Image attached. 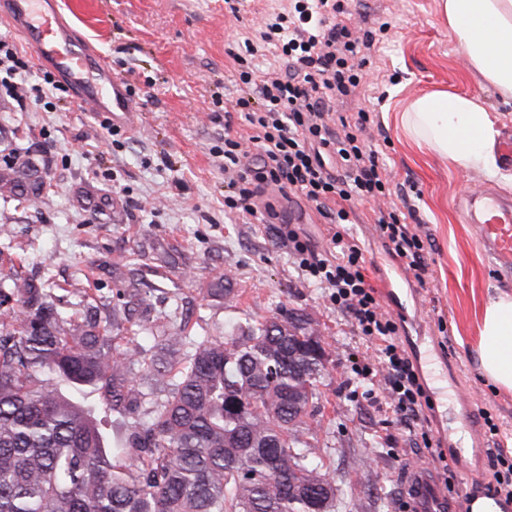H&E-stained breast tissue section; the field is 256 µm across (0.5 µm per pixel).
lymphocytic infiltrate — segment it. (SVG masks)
<instances>
[{"instance_id":"f902f5d3","label":"lymphocytic infiltrate","mask_w":512,"mask_h":512,"mask_svg":"<svg viewBox=\"0 0 512 512\" xmlns=\"http://www.w3.org/2000/svg\"><path fill=\"white\" fill-rule=\"evenodd\" d=\"M341 13L338 0H295L292 16L277 15L258 30L264 45L278 51L280 70L248 66V56L256 52L250 42L235 57L242 66L241 88L231 107L249 133L224 139V181L230 191L224 205L256 223L266 221L254 205L266 186L303 196L337 227L348 221L347 204L385 194L388 172L377 151L366 148L347 123L328 121L333 103L359 87L365 64L361 52L372 45L371 37H356ZM27 69L14 43L0 37V95L24 99ZM375 222L404 269L425 283L429 266L420 236L392 211L378 212ZM275 234L287 243L302 277L319 288L324 302L365 346L371 361L352 364L351 382L383 414L384 426H423L429 399L416 365L397 340L396 321L365 275L359 244L337 230L331 250L320 252L290 225H279Z\"/></svg>"}]
</instances>
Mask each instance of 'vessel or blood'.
Listing matches in <instances>:
<instances>
[{
    "mask_svg": "<svg viewBox=\"0 0 512 512\" xmlns=\"http://www.w3.org/2000/svg\"><path fill=\"white\" fill-rule=\"evenodd\" d=\"M0 22L33 50L39 66L65 84L75 101L93 115L134 129L139 110L127 83L105 56L78 37L58 0H0ZM503 275L512 274V203L491 190H478L464 210ZM399 492L408 512H472V497L449 499L433 468L406 469Z\"/></svg>",
    "mask_w": 512,
    "mask_h": 512,
    "instance_id": "vessel-or-blood-1",
    "label": "vessel or blood"
}]
</instances>
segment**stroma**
Returning a JSON list of instances; mask_svg holds the SVG:
<instances>
[{"label":"stroma","mask_w":512,"mask_h":512,"mask_svg":"<svg viewBox=\"0 0 512 512\" xmlns=\"http://www.w3.org/2000/svg\"><path fill=\"white\" fill-rule=\"evenodd\" d=\"M76 33L100 49L134 91L138 131L113 132L106 119L64 102L0 101V176L14 155L36 169V190L0 189V288L12 276L40 281L61 295L69 313L98 305L112 314L125 281L137 279L155 316L178 308L193 337L221 336L239 324L309 314L329 354L319 386L314 443L323 448L342 512H403L402 471L429 460L421 439L403 436L380 447L381 416L349 384L352 361L365 351L317 288L299 277L294 260L264 225L224 206V105L237 96L229 49L254 38L290 0H59ZM357 33L368 32L361 84L337 103L334 116L369 120L361 139L389 173L384 203L420 236L431 277L409 280L416 323L433 351V409L463 395L499 427L485 444L512 447V392L482 376L476 353L479 305L502 292L500 277L459 205L485 185L481 174L442 160L403 133L400 115L425 93H466L498 112L501 135L512 138V104L470 73L437 0H340ZM278 223L327 249L334 232L358 240L367 275L379 284L390 259L370 204L354 203L347 224L325 223L304 199L265 188ZM231 289L228 297L213 296Z\"/></svg>","instance_id":"1"}]
</instances>
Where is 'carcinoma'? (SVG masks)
Instances as JSON below:
<instances>
[{
  "label": "carcinoma",
  "instance_id": "carcinoma-1",
  "mask_svg": "<svg viewBox=\"0 0 512 512\" xmlns=\"http://www.w3.org/2000/svg\"><path fill=\"white\" fill-rule=\"evenodd\" d=\"M81 321L31 279L0 289V512H335L336 484L308 441L327 355L310 316L284 310L232 336L147 328L157 368L120 310ZM167 390L145 407L137 380ZM127 415L103 444L94 395Z\"/></svg>",
  "mask_w": 512,
  "mask_h": 512
}]
</instances>
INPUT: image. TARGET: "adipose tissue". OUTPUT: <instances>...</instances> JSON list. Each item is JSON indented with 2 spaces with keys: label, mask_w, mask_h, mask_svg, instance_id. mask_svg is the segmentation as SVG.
<instances>
[{
  "label": "adipose tissue",
  "mask_w": 512,
  "mask_h": 512,
  "mask_svg": "<svg viewBox=\"0 0 512 512\" xmlns=\"http://www.w3.org/2000/svg\"><path fill=\"white\" fill-rule=\"evenodd\" d=\"M439 16L456 35L467 69L512 100V0H439ZM406 136L439 158L504 184L498 119L476 98L435 91L415 99L401 115ZM477 355L481 372L512 391V294L499 293L479 310Z\"/></svg>",
  "instance_id": "adipose-tissue-1"
}]
</instances>
